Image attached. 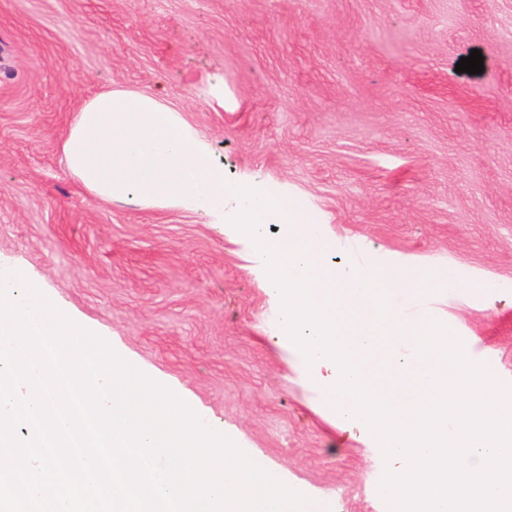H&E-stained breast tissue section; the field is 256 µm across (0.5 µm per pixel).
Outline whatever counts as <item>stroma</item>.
I'll return each mask as SVG.
<instances>
[{"instance_id": "35a3bbf8", "label": "stroma", "mask_w": 512, "mask_h": 512, "mask_svg": "<svg viewBox=\"0 0 512 512\" xmlns=\"http://www.w3.org/2000/svg\"><path fill=\"white\" fill-rule=\"evenodd\" d=\"M115 86L164 92L226 181L319 214L325 265H404L413 311L512 385V0H0V262L304 496L386 512L387 463L281 353L245 244L67 174L76 110Z\"/></svg>"}]
</instances>
